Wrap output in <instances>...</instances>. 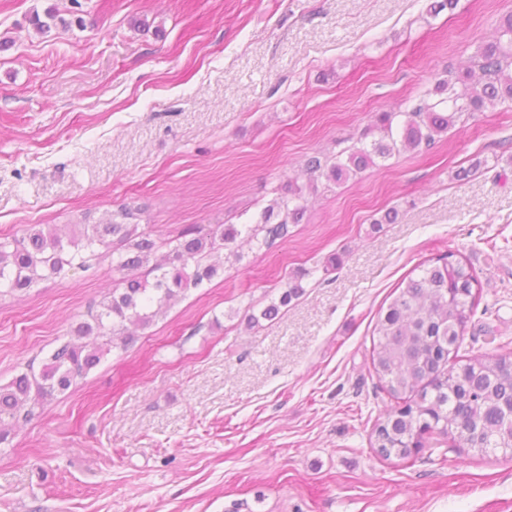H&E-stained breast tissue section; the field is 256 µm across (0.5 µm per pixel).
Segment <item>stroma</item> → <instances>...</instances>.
Wrapping results in <instances>:
<instances>
[{
	"label": "stroma",
	"instance_id": "obj_1",
	"mask_svg": "<svg viewBox=\"0 0 512 512\" xmlns=\"http://www.w3.org/2000/svg\"><path fill=\"white\" fill-rule=\"evenodd\" d=\"M0 0V239L142 209L162 242L253 224L305 160L464 70L512 0ZM69 28L42 32L48 9ZM488 168L466 181L473 157ZM396 223H382L389 209ZM191 290L0 447V512H512V459L427 439L380 457L371 366L394 289L450 255L464 350L512 344V104L308 198L272 249ZM303 294L274 320L248 308ZM106 261L0 302V383L118 286ZM306 275V272L302 271L288 277V282L285 284L284 291L281 293L278 304L272 303L264 308L260 313V317L266 320L275 318L282 307L288 306L293 299L301 296L304 292L302 280Z\"/></svg>",
	"mask_w": 512,
	"mask_h": 512
}]
</instances>
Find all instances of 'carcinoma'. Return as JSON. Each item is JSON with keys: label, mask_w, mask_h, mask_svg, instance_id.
I'll use <instances>...</instances> for the list:
<instances>
[{"label": "carcinoma", "mask_w": 512, "mask_h": 512, "mask_svg": "<svg viewBox=\"0 0 512 512\" xmlns=\"http://www.w3.org/2000/svg\"><path fill=\"white\" fill-rule=\"evenodd\" d=\"M473 67L435 84L427 97L406 112H381L377 136L358 141L345 161L313 155L305 162L307 182L288 185V195L266 206L255 224L196 226L168 241L156 256L150 236L131 223L140 209L123 206L100 224H76L67 233L54 224H38L21 239L0 240V300L17 297L43 281L72 269H86L104 257L129 275L78 322L70 339L43 362L0 384V446L11 442L21 422L77 384L89 369L133 342L130 328L145 329L175 301L218 274L211 257L243 237L270 248L288 238L289 226L301 221L307 196L322 181L343 183L401 151L432 148L465 114L512 102V13L502 17L494 40L478 47ZM148 268L145 276L134 271ZM153 279H148V275ZM302 271L288 277L279 302L250 314L252 322L275 318L281 308L304 293ZM478 285L472 269L446 260L409 279L378 320L372 364L395 408L377 420L373 432L385 458L405 459L432 432L460 448L480 454L512 455V347L492 353L459 354L476 305Z\"/></svg>", "instance_id": "obj_1"}]
</instances>
